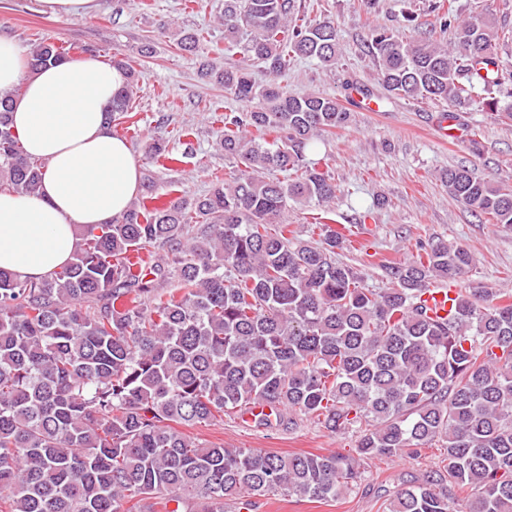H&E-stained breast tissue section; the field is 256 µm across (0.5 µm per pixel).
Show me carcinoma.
Masks as SVG:
<instances>
[{
  "mask_svg": "<svg viewBox=\"0 0 512 512\" xmlns=\"http://www.w3.org/2000/svg\"><path fill=\"white\" fill-rule=\"evenodd\" d=\"M431 28L416 18L371 30L364 47L394 96L474 103L512 72L497 44L512 28L464 22L429 0ZM453 41L441 39L447 32ZM224 50L247 62L202 65L201 78L248 112L220 117L217 148L238 170L207 193L163 200L147 176L142 200L110 224L78 229L72 259L52 276L20 280L0 269V512H224L235 499L287 493L335 499L362 481L361 461L418 455L440 443V465L398 492L390 512H457L448 486L470 490L462 512H512V298L490 288L456 291L448 316L430 314L433 284L457 285L474 263L461 244L419 243L385 268L387 287L364 285L336 259L350 227L319 222V241L287 236L289 202L328 208L339 187L306 159L314 140L350 113L315 92L256 81L249 61L278 75L288 59L327 69L340 52L334 21H309L301 0H224ZM30 65L66 60L47 37ZM128 73L107 123L128 118L138 75ZM0 98V190L33 193L43 163L11 129ZM172 159L168 142L147 147ZM280 170L288 180L272 177ZM474 213L512 224V188L464 168L443 175ZM202 224L189 235L190 224ZM165 249L172 266L156 258ZM175 278L170 289L157 284ZM266 427L310 418L331 434L360 433L355 455L279 456L205 444L180 432L224 421L250 405Z\"/></svg>",
  "mask_w": 512,
  "mask_h": 512,
  "instance_id": "obj_1",
  "label": "carcinoma"
}]
</instances>
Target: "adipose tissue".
Listing matches in <instances>:
<instances>
[{
	"instance_id": "ef3b65f1",
	"label": "adipose tissue",
	"mask_w": 512,
	"mask_h": 512,
	"mask_svg": "<svg viewBox=\"0 0 512 512\" xmlns=\"http://www.w3.org/2000/svg\"><path fill=\"white\" fill-rule=\"evenodd\" d=\"M127 82L95 58L32 68L0 36V94L13 93L11 123L25 152L45 164L35 193L0 191V269L23 280L66 264L79 226L121 216L140 189V164L106 114Z\"/></svg>"
}]
</instances>
